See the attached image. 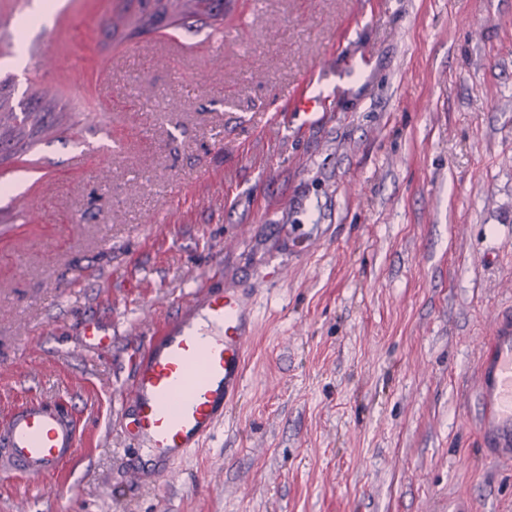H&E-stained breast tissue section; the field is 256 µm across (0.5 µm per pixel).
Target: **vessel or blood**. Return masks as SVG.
Masks as SVG:
<instances>
[{
  "mask_svg": "<svg viewBox=\"0 0 512 512\" xmlns=\"http://www.w3.org/2000/svg\"><path fill=\"white\" fill-rule=\"evenodd\" d=\"M206 309L223 335L208 339L192 316ZM251 330L245 308L233 295L204 287L176 319L144 337L124 394L121 428L146 445L156 463L151 477L163 483L174 466L200 448L224 418L227 401L240 388ZM485 407L483 447L512 453V316H500L490 349L479 367ZM83 431L63 400L32 398L0 420V480H56L73 458Z\"/></svg>",
  "mask_w": 512,
  "mask_h": 512,
  "instance_id": "b4317fda",
  "label": "vessel or blood"
}]
</instances>
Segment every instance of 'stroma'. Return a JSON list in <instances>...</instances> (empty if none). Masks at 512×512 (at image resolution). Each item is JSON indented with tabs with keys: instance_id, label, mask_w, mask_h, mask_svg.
I'll list each match as a JSON object with an SVG mask.
<instances>
[{
	"instance_id": "35a3bbf8",
	"label": "stroma",
	"mask_w": 512,
	"mask_h": 512,
	"mask_svg": "<svg viewBox=\"0 0 512 512\" xmlns=\"http://www.w3.org/2000/svg\"><path fill=\"white\" fill-rule=\"evenodd\" d=\"M58 2L0 0V104L39 120L0 136V417L63 398L87 440L0 512H512L477 388L512 312V0H232L134 35L120 0ZM208 284L251 309L242 387L135 482L140 338Z\"/></svg>"
}]
</instances>
